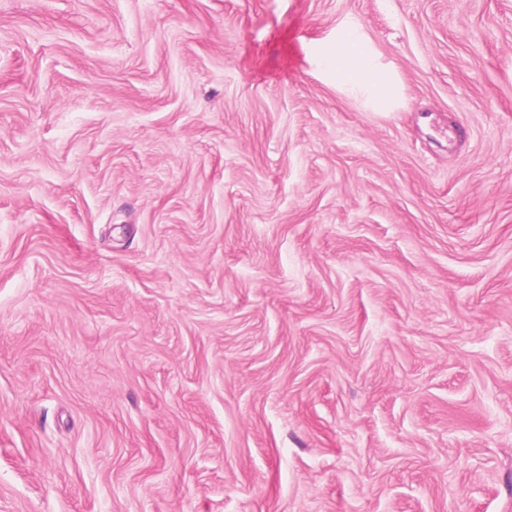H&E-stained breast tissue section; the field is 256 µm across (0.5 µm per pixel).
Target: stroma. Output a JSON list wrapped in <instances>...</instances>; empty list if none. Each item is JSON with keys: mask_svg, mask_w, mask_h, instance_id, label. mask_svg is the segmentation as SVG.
<instances>
[{"mask_svg": "<svg viewBox=\"0 0 512 512\" xmlns=\"http://www.w3.org/2000/svg\"><path fill=\"white\" fill-rule=\"evenodd\" d=\"M0 512H512V0H0ZM318 68L336 79L346 93L362 99L373 109H389L396 97V86L390 68L371 47L362 28L347 24L336 42H320L315 46Z\"/></svg>", "mask_w": 512, "mask_h": 512, "instance_id": "1", "label": "stroma"}]
</instances>
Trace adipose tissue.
Masks as SVG:
<instances>
[{
    "instance_id": "1",
    "label": "adipose tissue",
    "mask_w": 512,
    "mask_h": 512,
    "mask_svg": "<svg viewBox=\"0 0 512 512\" xmlns=\"http://www.w3.org/2000/svg\"><path fill=\"white\" fill-rule=\"evenodd\" d=\"M315 61L346 93L362 99L367 106H393L396 86L392 72L373 50L360 26L347 24L335 41L318 43Z\"/></svg>"
}]
</instances>
